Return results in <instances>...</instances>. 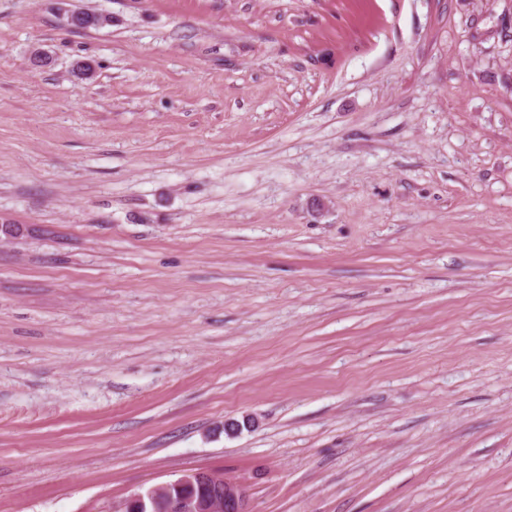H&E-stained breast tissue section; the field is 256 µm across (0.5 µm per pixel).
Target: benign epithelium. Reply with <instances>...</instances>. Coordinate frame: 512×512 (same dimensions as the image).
I'll return each mask as SVG.
<instances>
[{"instance_id":"obj_1","label":"benign epithelium","mask_w":512,"mask_h":512,"mask_svg":"<svg viewBox=\"0 0 512 512\" xmlns=\"http://www.w3.org/2000/svg\"><path fill=\"white\" fill-rule=\"evenodd\" d=\"M125 512H251L249 494L239 481L211 471L197 470L177 480L137 493Z\"/></svg>"}]
</instances>
